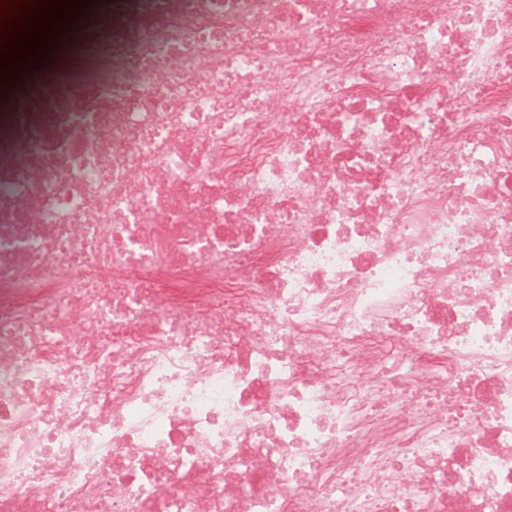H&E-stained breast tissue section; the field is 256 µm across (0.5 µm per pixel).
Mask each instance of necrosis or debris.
<instances>
[{
	"instance_id": "necrosis-or-debris-1",
	"label": "necrosis or debris",
	"mask_w": 512,
	"mask_h": 512,
	"mask_svg": "<svg viewBox=\"0 0 512 512\" xmlns=\"http://www.w3.org/2000/svg\"><path fill=\"white\" fill-rule=\"evenodd\" d=\"M0 512H512V0H99L0 78Z\"/></svg>"
}]
</instances>
